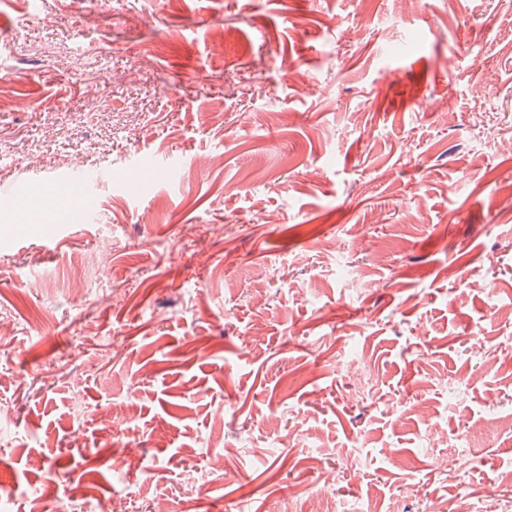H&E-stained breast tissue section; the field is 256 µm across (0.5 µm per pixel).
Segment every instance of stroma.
Here are the masks:
<instances>
[{
  "instance_id": "35a3bbf8",
  "label": "stroma",
  "mask_w": 512,
  "mask_h": 512,
  "mask_svg": "<svg viewBox=\"0 0 512 512\" xmlns=\"http://www.w3.org/2000/svg\"><path fill=\"white\" fill-rule=\"evenodd\" d=\"M498 114L512 0H0V512L512 504ZM58 206L53 209V219L61 213L73 216L77 221H85L88 213L82 205L84 183L72 174L54 180Z\"/></svg>"
}]
</instances>
